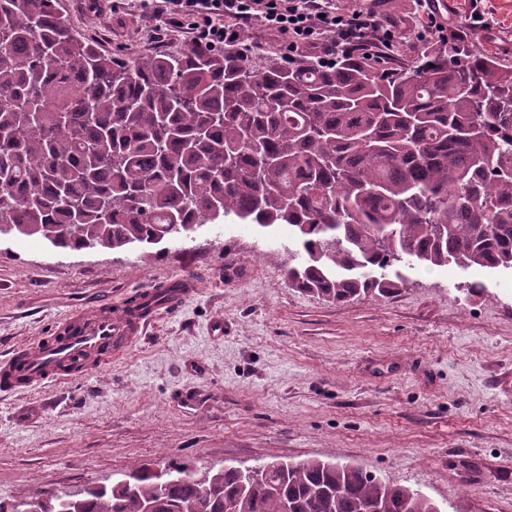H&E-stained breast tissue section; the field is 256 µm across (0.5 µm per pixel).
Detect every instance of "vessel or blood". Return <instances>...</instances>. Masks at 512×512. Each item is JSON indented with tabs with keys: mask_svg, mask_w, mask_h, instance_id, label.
Here are the masks:
<instances>
[{
	"mask_svg": "<svg viewBox=\"0 0 512 512\" xmlns=\"http://www.w3.org/2000/svg\"><path fill=\"white\" fill-rule=\"evenodd\" d=\"M191 292L188 285L161 295L150 289L118 313L98 303L62 317L51 335L0 359V391L66 383L111 366L113 355L131 346L161 308L178 306Z\"/></svg>",
	"mask_w": 512,
	"mask_h": 512,
	"instance_id": "vessel-or-blood-1",
	"label": "vessel or blood"
}]
</instances>
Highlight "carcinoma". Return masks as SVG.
<instances>
[{
	"label": "carcinoma",
	"instance_id": "obj_1",
	"mask_svg": "<svg viewBox=\"0 0 512 512\" xmlns=\"http://www.w3.org/2000/svg\"><path fill=\"white\" fill-rule=\"evenodd\" d=\"M233 215L286 224L288 281L330 301L384 297L399 267L512 269V64L460 34L390 74L232 49L126 62L57 0H0V235L59 249L154 243ZM147 467L83 512H439L356 465Z\"/></svg>",
	"mask_w": 512,
	"mask_h": 512
}]
</instances>
